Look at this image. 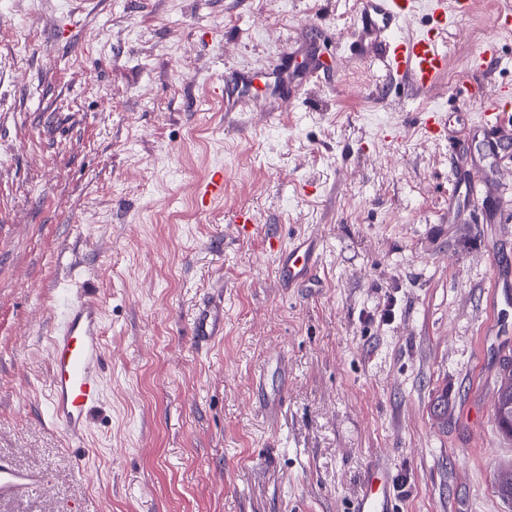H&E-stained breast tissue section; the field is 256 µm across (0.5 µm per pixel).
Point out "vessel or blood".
<instances>
[{
    "label": "vessel or blood",
    "instance_id": "vessel-or-blood-1",
    "mask_svg": "<svg viewBox=\"0 0 512 512\" xmlns=\"http://www.w3.org/2000/svg\"><path fill=\"white\" fill-rule=\"evenodd\" d=\"M418 0H361V25L383 36L380 66L404 80L412 89L426 92L437 86L448 71V54L442 33L452 11L463 10L462 0H429L433 27L410 37L401 32V23L415 11ZM461 88L484 117L486 129H493L502 115L512 111V98L485 96L469 83ZM224 195V173L213 171L197 184L194 192L199 209L210 207ZM319 263L312 239L295 240L277 255L280 282L295 285L309 279ZM103 307L92 290L83 289L63 309L61 320L50 340V412L53 422L69 437L81 438L91 426L104 398L105 350L102 343ZM193 334L209 344L224 334V303L206 299L193 316ZM44 478L0 460V498L42 488ZM386 470L369 473L365 490L354 512H395L396 497L390 490Z\"/></svg>",
    "mask_w": 512,
    "mask_h": 512
}]
</instances>
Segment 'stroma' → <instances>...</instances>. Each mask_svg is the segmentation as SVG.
<instances>
[{"instance_id":"obj_1","label":"stroma","mask_w":512,"mask_h":512,"mask_svg":"<svg viewBox=\"0 0 512 512\" xmlns=\"http://www.w3.org/2000/svg\"><path fill=\"white\" fill-rule=\"evenodd\" d=\"M507 7L448 15V69L488 96L512 90V34L470 59ZM354 13L0 0V459L47 479L0 512H351L380 460L396 512H512L486 331L492 283L512 295V134L488 155L455 82L404 90ZM284 54L295 84L261 111ZM238 70L257 79L232 109ZM430 109L455 143L428 137ZM217 167L224 197L199 211ZM459 172L487 202L452 219ZM299 234L322 259L288 288L272 249ZM82 283L105 302L107 366L78 443L50 422L49 346ZM219 293L224 336L198 349L193 310Z\"/></svg>"}]
</instances>
